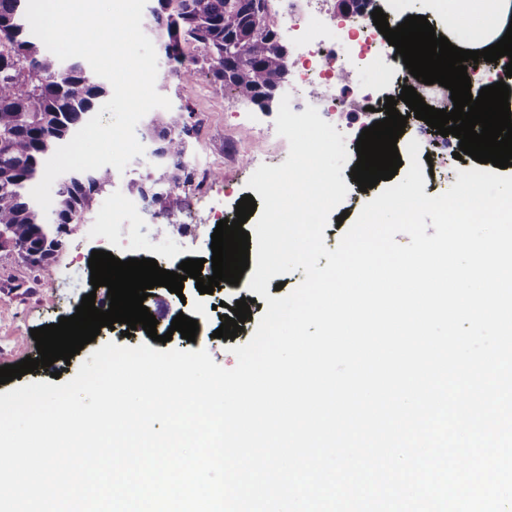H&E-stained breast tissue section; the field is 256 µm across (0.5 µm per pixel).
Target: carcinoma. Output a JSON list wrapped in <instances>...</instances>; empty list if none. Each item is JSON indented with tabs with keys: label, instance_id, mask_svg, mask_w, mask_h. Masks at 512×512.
<instances>
[{
	"label": "carcinoma",
	"instance_id": "carcinoma-1",
	"mask_svg": "<svg viewBox=\"0 0 512 512\" xmlns=\"http://www.w3.org/2000/svg\"><path fill=\"white\" fill-rule=\"evenodd\" d=\"M153 2L152 28L180 81L205 71L215 89L259 106L288 81V50L267 22V0ZM26 5L27 0H0V251H15L48 273L62 237L84 223L112 188L114 172L104 166L59 177L49 215L32 199L46 161L91 117L107 89L80 63L64 64L30 38ZM196 131L184 106L152 113L141 136L155 145L154 169L127 179L123 191L159 204L190 182L193 171L185 156Z\"/></svg>",
	"mask_w": 512,
	"mask_h": 512
}]
</instances>
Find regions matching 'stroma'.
Wrapping results in <instances>:
<instances>
[{
	"label": "stroma",
	"mask_w": 512,
	"mask_h": 512,
	"mask_svg": "<svg viewBox=\"0 0 512 512\" xmlns=\"http://www.w3.org/2000/svg\"><path fill=\"white\" fill-rule=\"evenodd\" d=\"M450 0H404L407 12L427 17L436 34L448 37L462 49L479 44L477 27L452 29L448 26ZM157 91L168 97L173 106L187 105L194 112L197 134L192 139L187 155L190 167L212 170L219 175L217 183L206 192H199L190 183L175 189L160 215L150 210L112 219V197L103 195L86 224L64 237L57 252L51 274L23 263L15 253L0 251V356L8 364H15L26 357L37 356L36 342L31 329L58 323L60 318L71 316L80 305L83 295L95 294L97 308L108 309L110 300L107 288L92 289L88 260L92 251L110 248L123 236L121 227L128 224L137 243L142 244L148 255L162 267H169L186 259H211V235L218 223L234 219L235 207L243 195L248 194L247 182L256 167L283 163L289 153L287 140L275 128L276 110L264 111L252 104L228 99L216 91L205 76L194 82L182 83L171 73L166 60L158 62ZM372 118L356 112H341L336 126L345 136L349 153L341 176L350 182L349 193L342 204L349 218H356L362 206L372 200L378 189L386 188V181H379L377 188L360 191L349 176L358 159L356 142L361 131L371 126ZM452 146H445L440 156L432 160L433 171L425 175L424 192L434 196L446 191L457 180V171L475 167L469 155L454 159ZM171 228L167 237L157 238L156 224ZM249 276H242L238 285L222 284L210 294H202L192 283H185L181 294H173L164 287L151 291L146 305L156 318L173 320L184 314L198 320L201 328L195 342L173 334L170 343L149 341L144 330L126 331L124 325L102 328L95 341L86 344L70 361H56L61 371V381L72 379L81 363L100 345L113 342L130 347L150 343L152 349L161 351L171 346L180 350H207L215 363L233 368L236 358L233 345L245 344L252 337L260 316L266 309L264 299L251 305V318L243 324L236 338L215 337L214 332L222 323L226 306L235 304L237 297L249 296Z\"/></svg>",
	"instance_id": "1"
}]
</instances>
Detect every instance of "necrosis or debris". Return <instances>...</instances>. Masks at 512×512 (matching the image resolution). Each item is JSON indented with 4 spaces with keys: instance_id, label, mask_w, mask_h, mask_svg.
<instances>
[{
    "instance_id": "necrosis-or-debris-1",
    "label": "necrosis or debris",
    "mask_w": 512,
    "mask_h": 512,
    "mask_svg": "<svg viewBox=\"0 0 512 512\" xmlns=\"http://www.w3.org/2000/svg\"><path fill=\"white\" fill-rule=\"evenodd\" d=\"M282 2L294 30L295 52L289 67L298 84L307 90L295 105V112H304L311 105L330 123L335 113L350 102L359 112L368 106L382 108V98L373 92L363 91L355 96L350 93V79L357 72L383 76L401 61L395 47L374 25L371 14L330 28L312 0Z\"/></svg>"
}]
</instances>
